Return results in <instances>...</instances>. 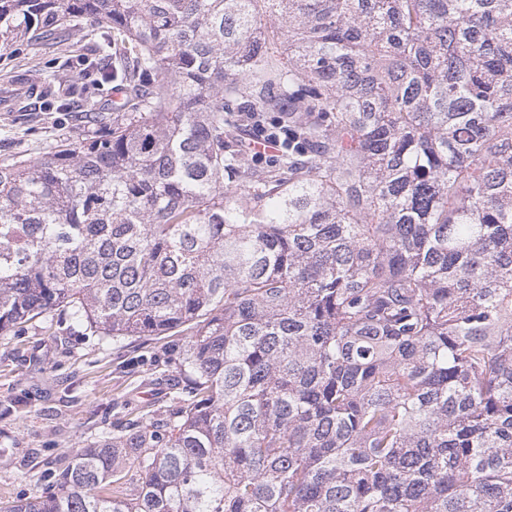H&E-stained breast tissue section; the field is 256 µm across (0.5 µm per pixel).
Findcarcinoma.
Returning a JSON list of instances; mask_svg holds the SVG:
<instances>
[{
	"instance_id": "cac0c4a2",
	"label": "carcinoma",
	"mask_w": 512,
	"mask_h": 512,
	"mask_svg": "<svg viewBox=\"0 0 512 512\" xmlns=\"http://www.w3.org/2000/svg\"><path fill=\"white\" fill-rule=\"evenodd\" d=\"M85 22L123 102L0 163V336L181 329L183 386L0 512H512V0H0V47Z\"/></svg>"
}]
</instances>
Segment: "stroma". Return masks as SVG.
Wrapping results in <instances>:
<instances>
[{
  "mask_svg": "<svg viewBox=\"0 0 512 512\" xmlns=\"http://www.w3.org/2000/svg\"><path fill=\"white\" fill-rule=\"evenodd\" d=\"M58 43L0 48V162L33 159L81 142L98 116L111 115L110 85L85 76V98L67 111L45 110L42 98L20 101L21 77L35 68L75 77L64 69ZM183 332L118 343L63 315L37 318L0 337V502L31 497L54 470L99 434L128 420L163 412L181 384L177 350Z\"/></svg>",
  "mask_w": 512,
  "mask_h": 512,
  "instance_id": "stroma-1",
  "label": "stroma"
}]
</instances>
